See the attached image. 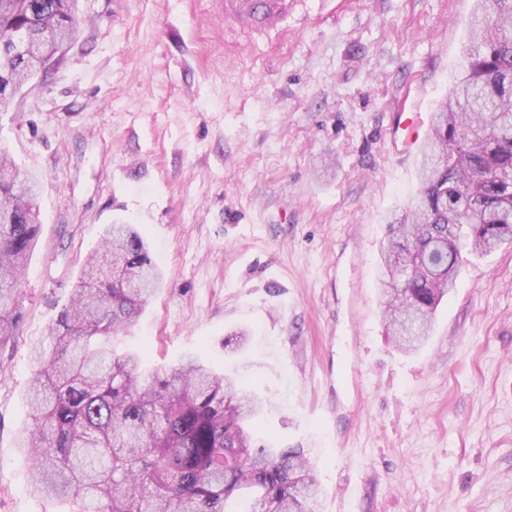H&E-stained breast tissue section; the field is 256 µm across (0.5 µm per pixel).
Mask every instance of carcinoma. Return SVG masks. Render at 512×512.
Wrapping results in <instances>:
<instances>
[{
	"label": "carcinoma",
	"mask_w": 512,
	"mask_h": 512,
	"mask_svg": "<svg viewBox=\"0 0 512 512\" xmlns=\"http://www.w3.org/2000/svg\"><path fill=\"white\" fill-rule=\"evenodd\" d=\"M81 29L77 0H0V112L49 68ZM34 173L0 152V344L17 330L14 304L39 231ZM512 244V0H476L458 80L433 118L420 189L391 214L381 248L384 317L398 344L423 346L433 315L456 286L462 251ZM161 283L142 237L112 224L87 258L72 301L35 355L31 425L20 445L37 493L71 512H228L255 489L247 512H312L318 493L307 448H269L249 424L266 403L233 375L190 354L142 377V356L117 355Z\"/></svg>",
	"instance_id": "carcinoma-1"
}]
</instances>
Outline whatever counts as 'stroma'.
<instances>
[{"label":"stroma","mask_w":512,"mask_h":512,"mask_svg":"<svg viewBox=\"0 0 512 512\" xmlns=\"http://www.w3.org/2000/svg\"><path fill=\"white\" fill-rule=\"evenodd\" d=\"M473 6L288 0L251 28L214 0H79L78 39L0 116L42 224L0 345V512H67L18 436L32 352L112 224L163 275L114 348L237 372L267 402L257 438L312 447L314 512H512V247L464 255L417 351L378 305L386 218L419 189L393 116L447 98Z\"/></svg>","instance_id":"1"}]
</instances>
